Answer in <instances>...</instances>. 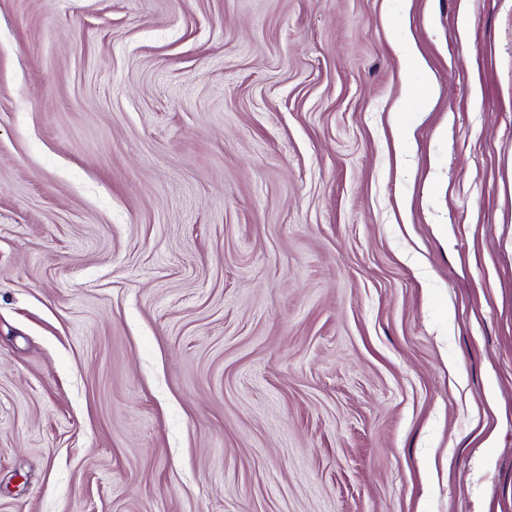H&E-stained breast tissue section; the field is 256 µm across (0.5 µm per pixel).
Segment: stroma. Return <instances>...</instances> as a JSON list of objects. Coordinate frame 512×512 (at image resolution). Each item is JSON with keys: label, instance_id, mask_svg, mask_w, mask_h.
Returning a JSON list of instances; mask_svg holds the SVG:
<instances>
[{"label": "stroma", "instance_id": "stroma-1", "mask_svg": "<svg viewBox=\"0 0 512 512\" xmlns=\"http://www.w3.org/2000/svg\"><path fill=\"white\" fill-rule=\"evenodd\" d=\"M0 512H512V0H0Z\"/></svg>", "mask_w": 512, "mask_h": 512}]
</instances>
